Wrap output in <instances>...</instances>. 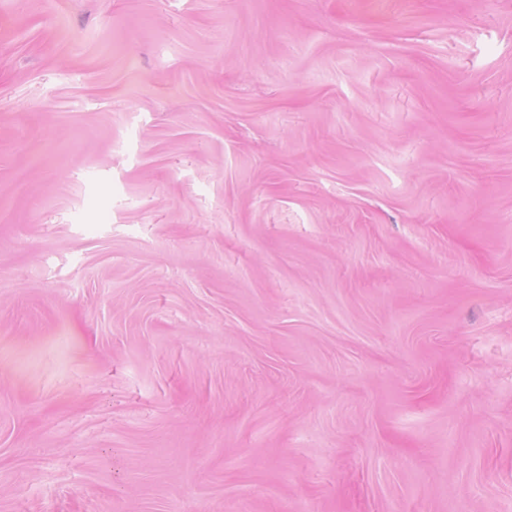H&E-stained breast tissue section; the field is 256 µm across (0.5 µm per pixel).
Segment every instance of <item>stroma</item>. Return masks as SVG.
<instances>
[{
  "instance_id": "obj_1",
  "label": "stroma",
  "mask_w": 512,
  "mask_h": 512,
  "mask_svg": "<svg viewBox=\"0 0 512 512\" xmlns=\"http://www.w3.org/2000/svg\"><path fill=\"white\" fill-rule=\"evenodd\" d=\"M0 512H512V0H0Z\"/></svg>"
}]
</instances>
